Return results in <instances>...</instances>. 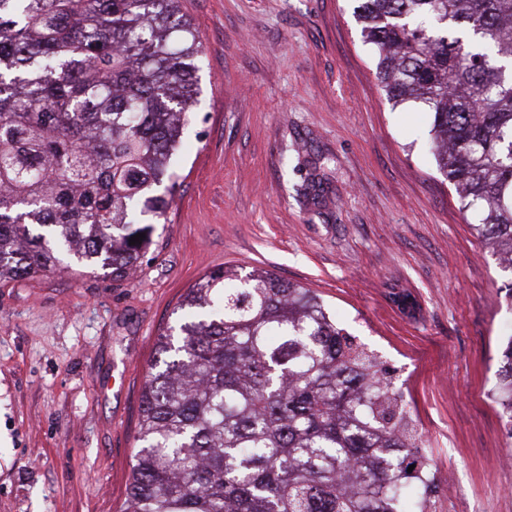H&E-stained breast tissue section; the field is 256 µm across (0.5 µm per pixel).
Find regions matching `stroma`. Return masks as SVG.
<instances>
[{
	"instance_id": "35a3bbf8",
	"label": "stroma",
	"mask_w": 512,
	"mask_h": 512,
	"mask_svg": "<svg viewBox=\"0 0 512 512\" xmlns=\"http://www.w3.org/2000/svg\"><path fill=\"white\" fill-rule=\"evenodd\" d=\"M201 121L140 270L0 283V512H118L160 333L204 274L314 291L399 375L431 512H512L498 350L512 282L437 168L432 117L387 101L354 0H180ZM419 308L405 313L394 287Z\"/></svg>"
}]
</instances>
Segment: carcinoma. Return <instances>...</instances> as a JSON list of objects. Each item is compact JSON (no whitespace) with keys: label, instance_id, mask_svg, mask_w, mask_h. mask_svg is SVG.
<instances>
[{"label":"carcinoma","instance_id":"cac0c4a2","mask_svg":"<svg viewBox=\"0 0 512 512\" xmlns=\"http://www.w3.org/2000/svg\"><path fill=\"white\" fill-rule=\"evenodd\" d=\"M355 2L387 99L431 113L439 170L512 273V0ZM202 54L179 0H0V281L65 255L114 281L140 267ZM182 308L120 512H402L400 491L433 478L382 355L310 289L221 269ZM491 399L512 436V337Z\"/></svg>","mask_w":512,"mask_h":512}]
</instances>
